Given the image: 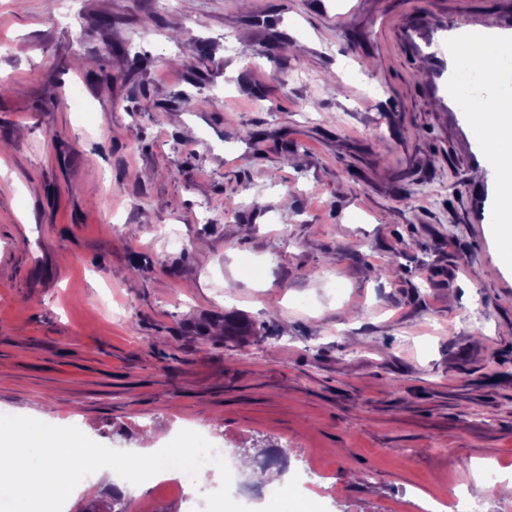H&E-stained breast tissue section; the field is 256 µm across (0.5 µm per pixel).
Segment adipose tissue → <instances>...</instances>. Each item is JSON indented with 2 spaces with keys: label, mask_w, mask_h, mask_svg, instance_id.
I'll list each match as a JSON object with an SVG mask.
<instances>
[{
  "label": "adipose tissue",
  "mask_w": 512,
  "mask_h": 512,
  "mask_svg": "<svg viewBox=\"0 0 512 512\" xmlns=\"http://www.w3.org/2000/svg\"><path fill=\"white\" fill-rule=\"evenodd\" d=\"M462 60L466 67V79L458 88L462 100H469L479 85L507 88L475 113L474 131L486 135L496 166L499 209L493 224L501 259L512 264V44H474L464 50Z\"/></svg>",
  "instance_id": "ef3b65f1"
}]
</instances>
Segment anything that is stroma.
<instances>
[{
	"instance_id": "stroma-1",
	"label": "stroma",
	"mask_w": 512,
	"mask_h": 512,
	"mask_svg": "<svg viewBox=\"0 0 512 512\" xmlns=\"http://www.w3.org/2000/svg\"><path fill=\"white\" fill-rule=\"evenodd\" d=\"M459 25L512 33V0H0V414L269 439L327 512L452 484L512 512L496 173L437 77Z\"/></svg>"
}]
</instances>
